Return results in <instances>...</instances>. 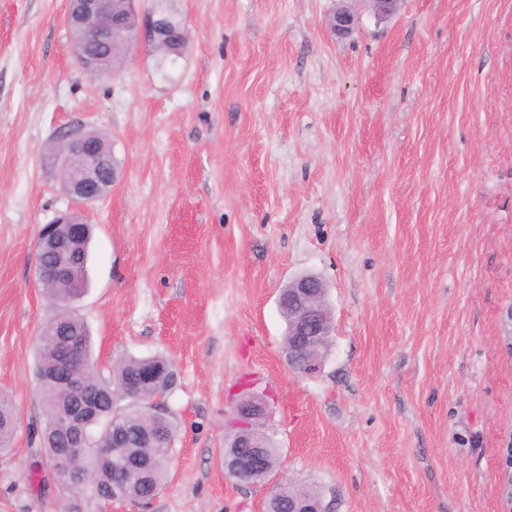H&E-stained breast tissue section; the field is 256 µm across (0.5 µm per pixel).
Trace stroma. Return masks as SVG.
Instances as JSON below:
<instances>
[{"mask_svg":"<svg viewBox=\"0 0 512 512\" xmlns=\"http://www.w3.org/2000/svg\"><path fill=\"white\" fill-rule=\"evenodd\" d=\"M135 0L186 52L133 45L112 77L77 63L66 0H0V395L16 409L0 512H138L34 480L37 336L57 308L34 278L66 210L53 150L108 134L120 163L88 213L87 323L102 376L164 354L177 429L148 512H264L281 478L329 512H500L512 431V0ZM320 277L332 345L289 367L278 295ZM279 464L224 475L245 385ZM342 5L328 18L327 25L337 37L350 35L358 23L357 15L347 4L350 0H340ZM158 19L164 21V24L167 28V35L169 37L168 42L171 48V50H169L165 47L159 50V52L161 53L163 59L173 60L179 57V54H181L182 50L186 46L187 37L185 29L179 21L173 19L169 15L163 14L162 17ZM158 19H154L150 22L148 29L149 41L157 40L160 34L161 22Z\"/></svg>","mask_w":512,"mask_h":512,"instance_id":"35a3bbf8","label":"stroma"}]
</instances>
